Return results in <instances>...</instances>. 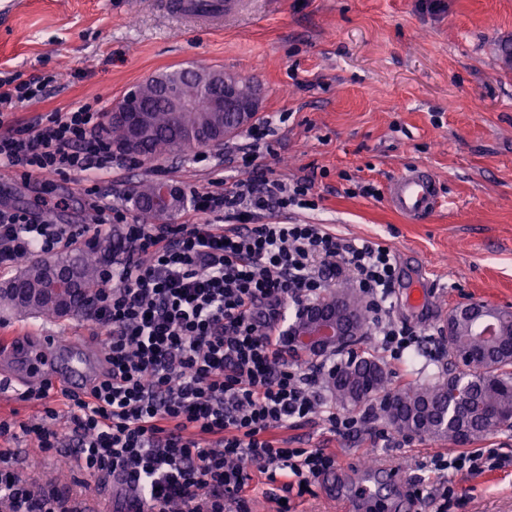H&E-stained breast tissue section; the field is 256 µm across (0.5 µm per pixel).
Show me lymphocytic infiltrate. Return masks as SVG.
<instances>
[{"instance_id":"1","label":"lymphocytic infiltrate","mask_w":512,"mask_h":512,"mask_svg":"<svg viewBox=\"0 0 512 512\" xmlns=\"http://www.w3.org/2000/svg\"><path fill=\"white\" fill-rule=\"evenodd\" d=\"M51 77L0 76V118L42 99ZM113 162L103 114L83 104L0 131V170L27 180L104 168ZM309 185L257 175L222 190L191 193L193 222L132 224L111 203L96 204L99 226L121 230V261L104 263L91 315L108 368L88 394L66 405L75 467L89 475L128 476L147 512H225L247 491L244 471L285 477L286 489L336 468L321 449L291 448L278 430L320 415L348 434L374 422L381 402L338 413L322 378L335 356L299 364L282 324L287 306L314 301L331 283L350 279L362 296L379 350L395 361L421 345L417 332L391 315L398 281L388 246L346 239L323 224H285L276 212L307 205ZM84 227L34 221L27 211H0V271L18 259L72 246ZM0 420V439L33 438L51 451L62 444L52 421ZM511 459L494 448L435 452L425 466L439 482L441 512L453 494L449 473L480 475ZM68 488L22 480L0 448V512H64Z\"/></svg>"}]
</instances>
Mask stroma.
<instances>
[{
    "label": "stroma",
    "mask_w": 512,
    "mask_h": 512,
    "mask_svg": "<svg viewBox=\"0 0 512 512\" xmlns=\"http://www.w3.org/2000/svg\"><path fill=\"white\" fill-rule=\"evenodd\" d=\"M0 73L26 80L51 75L49 95L17 107L11 124L90 104L109 112L146 78L177 68L212 67L260 85L259 118H270L268 177L305 178L314 209L286 211L291 222L326 224L344 238L392 248L399 267L393 315L427 341L406 363H387L393 386L444 375L442 318L470 301L512 306V0H243L240 12L194 19L158 0H0ZM426 169L444 196L429 221L388 209L389 182L406 167ZM227 148L198 147L159 158L113 162L51 182L0 174V211L47 214L56 224H94L82 187L98 186L128 221L129 196L143 181L183 191L218 179H249ZM370 184L375 195L356 193ZM430 288L426 308L406 300ZM66 330L87 357L96 347L90 314L44 319L0 309V329L34 336L40 325ZM339 436L321 416L285 431L292 448L335 453V471L292 497V512H390L413 486L431 485L419 463L448 452L446 441L390 429ZM22 479L53 481L87 495L100 476L66 467L25 437L10 440ZM397 465L401 479L377 496L375 476ZM448 512H512V467L452 474Z\"/></svg>",
    "instance_id": "obj_1"
}]
</instances>
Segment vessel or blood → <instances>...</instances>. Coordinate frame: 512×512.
<instances>
[{
    "instance_id": "b4317fda",
    "label": "vessel or blood",
    "mask_w": 512,
    "mask_h": 512,
    "mask_svg": "<svg viewBox=\"0 0 512 512\" xmlns=\"http://www.w3.org/2000/svg\"><path fill=\"white\" fill-rule=\"evenodd\" d=\"M242 0H160L164 9L188 17L216 18L236 13ZM440 190L425 169H405L389 186L386 204L389 209L411 222L427 221L439 208ZM70 339L57 331H48L28 342L8 334L0 336V358L18 360L22 373L0 372V401L21 399L29 390L48 385L68 394L81 396L97 373L82 356L74 355L67 363L59 356L69 349Z\"/></svg>"
}]
</instances>
